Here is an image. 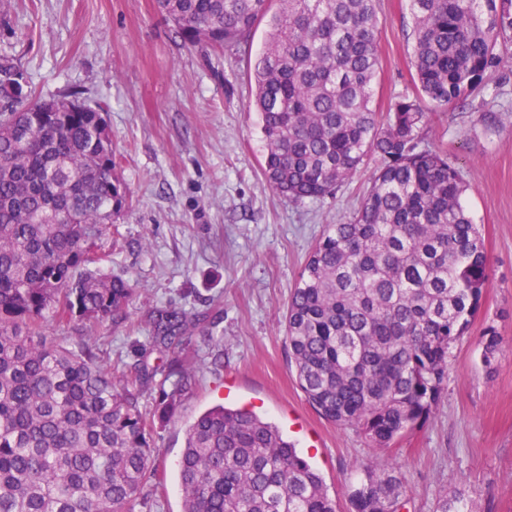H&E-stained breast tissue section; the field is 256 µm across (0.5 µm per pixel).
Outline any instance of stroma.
Here are the masks:
<instances>
[{"instance_id":"35a3bbf8","label":"stroma","mask_w":512,"mask_h":512,"mask_svg":"<svg viewBox=\"0 0 512 512\" xmlns=\"http://www.w3.org/2000/svg\"><path fill=\"white\" fill-rule=\"evenodd\" d=\"M381 68L373 107L415 95L406 0H377ZM268 27L246 46L214 54L184 43L155 0H11L0 14V55L14 56L49 96L84 90L112 131L129 205L105 248L136 290L120 326L104 323L99 355L114 373L166 355L150 339L158 310L192 314L185 333L198 382L172 418L154 415L156 386L139 396L152 417L162 488L146 486L135 512H182L177 463L185 430L223 404L253 407L322 476L336 512H348L356 468L374 455L355 428L306 401L285 336L288 297L327 225L350 216L381 164L367 157L335 195L293 201L263 175L265 143L254 62ZM422 141L442 148L468 186L467 210L488 254L483 306L456 344L448 384L430 417L387 452L406 476L405 512H433L459 496L468 512H512V64L490 72L473 108L428 110ZM502 338L493 370L481 361L486 323ZM214 336L222 367L211 364Z\"/></svg>"}]
</instances>
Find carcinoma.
<instances>
[{"mask_svg":"<svg viewBox=\"0 0 512 512\" xmlns=\"http://www.w3.org/2000/svg\"><path fill=\"white\" fill-rule=\"evenodd\" d=\"M375 0H157L192 46L236 47L261 21L254 106L271 190L336 194L364 160L382 163L352 216L327 227L290 292L286 339L299 386L327 421L358 429L376 456L351 487L350 512H401L405 476L383 462L426 420L452 348L479 312L488 257L463 201L467 185L440 149L421 145L426 112L472 104L512 42V0H409L421 97L386 121L372 107L380 69ZM32 84L0 55V512H133L152 464L139 390L161 375L156 412L175 414L196 384L187 357L116 376L90 343L117 325L135 289L99 264L128 195L100 106L80 93L21 94ZM78 321L77 350L47 322ZM181 309L156 315L155 343L180 345ZM502 339L480 344L492 368ZM183 512H336L321 476L258 415L217 405L186 429Z\"/></svg>","mask_w":512,"mask_h":512,"instance_id":"cac0c4a2","label":"carcinoma"}]
</instances>
